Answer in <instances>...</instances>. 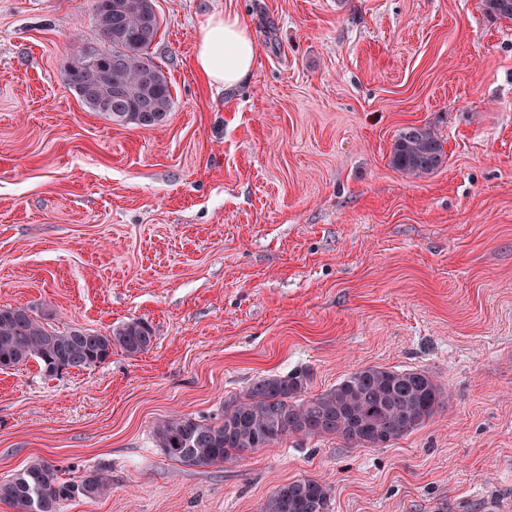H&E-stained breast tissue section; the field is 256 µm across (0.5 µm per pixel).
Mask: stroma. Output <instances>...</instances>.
Returning <instances> with one entry per match:
<instances>
[{
	"label": "stroma",
	"mask_w": 512,
	"mask_h": 512,
	"mask_svg": "<svg viewBox=\"0 0 512 512\" xmlns=\"http://www.w3.org/2000/svg\"><path fill=\"white\" fill-rule=\"evenodd\" d=\"M94 0H0V305L58 329L131 318L149 351L48 378L0 371V479L43 458L103 468L66 512H261L313 478L329 512L512 507V20L481 0H156L150 49L172 109L150 128L91 111L62 80L98 42ZM233 11L259 56L240 87L193 67ZM446 161L390 162L407 126ZM430 372L449 401L385 447L287 438L187 467L157 420L220 416L296 369L308 395L354 369ZM444 140L431 126H409L395 138L391 151L392 166L409 178L429 175L445 161Z\"/></svg>",
	"instance_id": "obj_1"
}]
</instances>
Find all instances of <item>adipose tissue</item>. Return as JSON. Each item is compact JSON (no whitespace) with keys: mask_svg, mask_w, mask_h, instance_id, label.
<instances>
[{"mask_svg":"<svg viewBox=\"0 0 512 512\" xmlns=\"http://www.w3.org/2000/svg\"><path fill=\"white\" fill-rule=\"evenodd\" d=\"M257 56L249 21L235 13H215L201 29L194 68L209 86L231 88L251 79Z\"/></svg>","mask_w":512,"mask_h":512,"instance_id":"ef3b65f1","label":"adipose tissue"}]
</instances>
